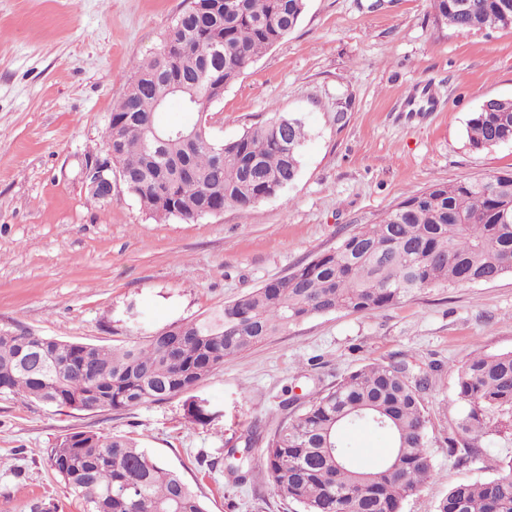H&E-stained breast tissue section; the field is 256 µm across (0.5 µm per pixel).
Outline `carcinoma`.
<instances>
[{
  "label": "carcinoma",
  "mask_w": 512,
  "mask_h": 512,
  "mask_svg": "<svg viewBox=\"0 0 512 512\" xmlns=\"http://www.w3.org/2000/svg\"><path fill=\"white\" fill-rule=\"evenodd\" d=\"M307 0H193L166 31L159 52L134 66L112 107V150L127 185L151 217L195 220L227 207L252 208L297 177L301 120L278 116L224 142L208 127L206 103L220 97L261 53L299 23ZM431 0L437 22L466 30L512 28V0ZM174 99L197 119L169 125ZM467 124L470 144L492 135L512 141V98L490 101ZM512 272V174L435 183L364 224L336 247L266 282L224 308L174 322L112 347L0 330V397L21 395L58 410H121L185 394L224 360L336 310L370 313L437 286L490 282ZM431 365L371 362L325 390H313L292 419L272 432L253 426L227 466L256 442L274 491L303 512H402L404 500L436 477L427 453L423 394ZM466 407L448 452L467 463L480 437L512 436V351L470 359L457 373ZM371 427L389 435L385 461L369 466L349 454L346 434ZM50 466L85 512H206L200 497L138 441L93 431L65 435ZM490 480L448 490L438 512H512V459Z\"/></svg>",
  "instance_id": "cac0c4a2"
}]
</instances>
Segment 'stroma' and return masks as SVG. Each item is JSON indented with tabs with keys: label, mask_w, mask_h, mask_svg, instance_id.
Masks as SVG:
<instances>
[{
	"label": "stroma",
	"mask_w": 512,
	"mask_h": 512,
	"mask_svg": "<svg viewBox=\"0 0 512 512\" xmlns=\"http://www.w3.org/2000/svg\"><path fill=\"white\" fill-rule=\"evenodd\" d=\"M189 0H0V329L109 346L221 308L332 250L430 185L512 172V141L471 147L467 123L512 97V28L462 33L430 0H307L297 27L208 107L231 141L274 114L307 131L296 180L249 210L158 221L121 180L107 202L80 180L103 151L114 101ZM512 351V274L429 288L368 314L308 318L223 366L189 395L97 413L0 398V512H83L48 452L79 430L136 438L178 471L207 512H302L269 480L261 444L237 483L225 454L248 426L287 423L285 393L327 388L359 367L403 357L439 364L424 395L437 476L402 512H438L448 490L488 480L512 438L487 436L458 464L445 444L463 406L458 369ZM209 414L192 422L186 399Z\"/></svg>",
	"instance_id": "35a3bbf8"
}]
</instances>
